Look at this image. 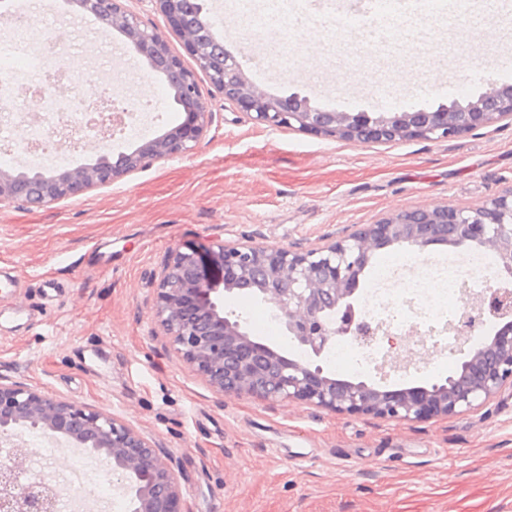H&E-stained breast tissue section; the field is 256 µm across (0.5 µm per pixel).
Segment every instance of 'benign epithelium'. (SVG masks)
<instances>
[{
  "label": "benign epithelium",
  "mask_w": 512,
  "mask_h": 512,
  "mask_svg": "<svg viewBox=\"0 0 512 512\" xmlns=\"http://www.w3.org/2000/svg\"><path fill=\"white\" fill-rule=\"evenodd\" d=\"M169 31L196 68L185 66L168 39L143 24L125 0H71L76 10L102 18L120 32L127 47L149 68L166 76L185 119L165 133L117 158L99 152L91 165L60 167L48 174L0 169V206L19 203L42 208L71 199L174 157H184L207 132L213 113L202 100L196 71L253 121L316 136L362 144L404 139L438 140L474 129L512 123V87L494 89L466 106L432 112H323L296 95L259 89L239 67L216 68L210 23L185 12L184 0H154ZM441 244L479 246L494 251L499 283L469 296L454 326L464 354L457 370L442 383L387 389L364 381H339L319 364L340 337L362 343L378 333L356 321L355 295L372 253L380 248ZM512 189L479 207L443 206L402 211L364 224L346 238L305 251L222 240L204 250L171 248L158 275L153 319L173 350L217 394H235L269 404L297 399L317 408L386 420L447 417L481 406L512 390ZM251 290L269 304L288 338L304 357L289 358L256 340L239 320L224 313V293ZM496 330L483 335L484 326ZM36 428L63 438L73 448L104 455L112 462L113 488L133 499V512H189L185 509L176 461L151 444L128 421L58 399L0 376V440L18 428ZM27 451L0 461V512H55L58 490L42 483H20L16 473Z\"/></svg>",
  "instance_id": "benign-epithelium-1"
}]
</instances>
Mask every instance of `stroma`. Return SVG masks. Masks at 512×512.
Listing matches in <instances>:
<instances>
[{"instance_id": "obj_1", "label": "stroma", "mask_w": 512, "mask_h": 512, "mask_svg": "<svg viewBox=\"0 0 512 512\" xmlns=\"http://www.w3.org/2000/svg\"><path fill=\"white\" fill-rule=\"evenodd\" d=\"M216 34L259 88L327 111L376 116L467 105L490 90L476 72L512 51V10L413 13L424 43L392 28L294 16L292 37L247 32L237 0H204ZM41 28L72 33L89 81L150 94L156 136L185 117L163 76L119 60V37L75 19L68 0L28 9ZM319 37L303 42L299 31ZM289 52L288 68L279 56ZM408 72L402 86L395 69ZM215 114L190 155L42 209H0V376L130 422L176 460L189 512H512V392L418 421L334 414L301 400L267 406L214 393L153 320L157 276L172 247L251 241L322 245L399 212L475 208L512 188V125L447 140L379 144L256 124L199 75ZM395 387L444 380L461 363L447 347L410 360Z\"/></svg>"}]
</instances>
